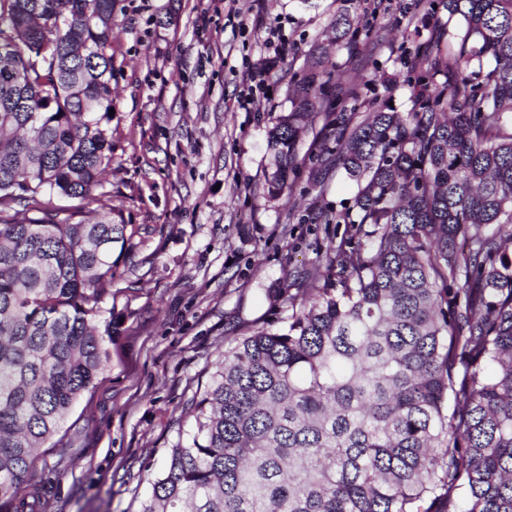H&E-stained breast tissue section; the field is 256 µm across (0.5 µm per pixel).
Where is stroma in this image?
Wrapping results in <instances>:
<instances>
[{
	"label": "stroma",
	"instance_id": "1",
	"mask_svg": "<svg viewBox=\"0 0 512 512\" xmlns=\"http://www.w3.org/2000/svg\"><path fill=\"white\" fill-rule=\"evenodd\" d=\"M405 0H366L373 44L327 39L340 0H231L206 31L210 0H115L112 20V163L102 189L134 230L112 284L115 332L95 388L84 392L28 477L41 512H139L164 470L178 420L225 350L285 315L286 283L328 245L354 239L349 224H314L328 205L349 206L356 185L324 167L305 130L290 193L268 199L267 131L314 51L351 80L375 78L378 96L407 111L403 75L416 47L447 28L438 10L415 18ZM268 72L250 109L237 97L250 72ZM324 167L323 184L309 178Z\"/></svg>",
	"mask_w": 512,
	"mask_h": 512
}]
</instances>
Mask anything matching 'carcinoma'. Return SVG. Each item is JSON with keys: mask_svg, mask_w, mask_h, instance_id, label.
Masks as SVG:
<instances>
[{"mask_svg": "<svg viewBox=\"0 0 512 512\" xmlns=\"http://www.w3.org/2000/svg\"><path fill=\"white\" fill-rule=\"evenodd\" d=\"M459 26L419 50L407 114L314 55L269 131L267 196L302 130L358 191L280 325L224 351L139 512H512V0H414ZM114 0H0V512L92 389L133 249L112 163ZM345 11L336 41L361 30ZM59 197L79 204L66 217ZM96 206L92 222H71Z\"/></svg>", "mask_w": 512, "mask_h": 512, "instance_id": "1", "label": "carcinoma"}]
</instances>
